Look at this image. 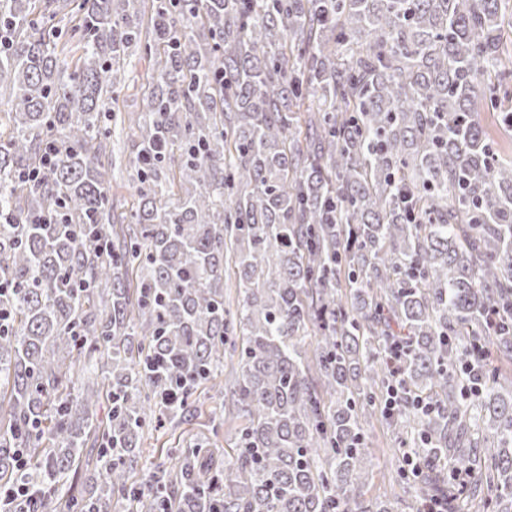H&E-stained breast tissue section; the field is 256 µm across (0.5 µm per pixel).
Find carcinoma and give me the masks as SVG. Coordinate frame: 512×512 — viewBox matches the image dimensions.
Masks as SVG:
<instances>
[{"label": "carcinoma", "mask_w": 512, "mask_h": 512, "mask_svg": "<svg viewBox=\"0 0 512 512\" xmlns=\"http://www.w3.org/2000/svg\"><path fill=\"white\" fill-rule=\"evenodd\" d=\"M507 14L0 0V488L29 485L30 512H390L362 492L364 422L401 344L379 411L416 498L512 512V383L489 368L512 358V158L474 117L512 105ZM138 51L117 215L110 105ZM227 355L231 451L169 448L134 479L143 434L194 417ZM112 203L116 213L129 211L137 205L133 171L128 159L134 150V141L120 126L112 129Z\"/></svg>", "instance_id": "cac0c4a2"}]
</instances>
